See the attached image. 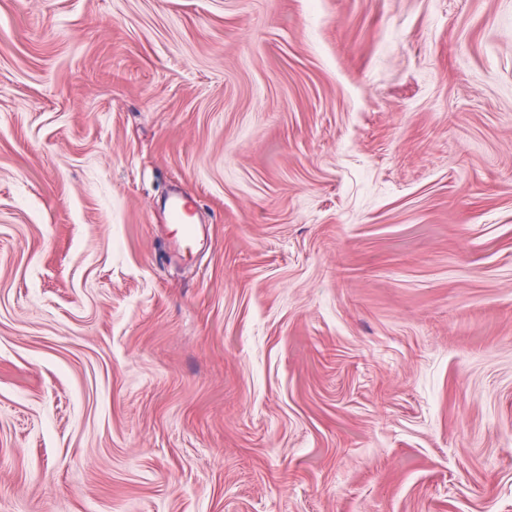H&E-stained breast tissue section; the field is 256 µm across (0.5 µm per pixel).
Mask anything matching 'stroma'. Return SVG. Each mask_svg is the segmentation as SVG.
Listing matches in <instances>:
<instances>
[{
  "instance_id": "1",
  "label": "stroma",
  "mask_w": 512,
  "mask_h": 512,
  "mask_svg": "<svg viewBox=\"0 0 512 512\" xmlns=\"http://www.w3.org/2000/svg\"><path fill=\"white\" fill-rule=\"evenodd\" d=\"M0 512H512V0H0Z\"/></svg>"
}]
</instances>
